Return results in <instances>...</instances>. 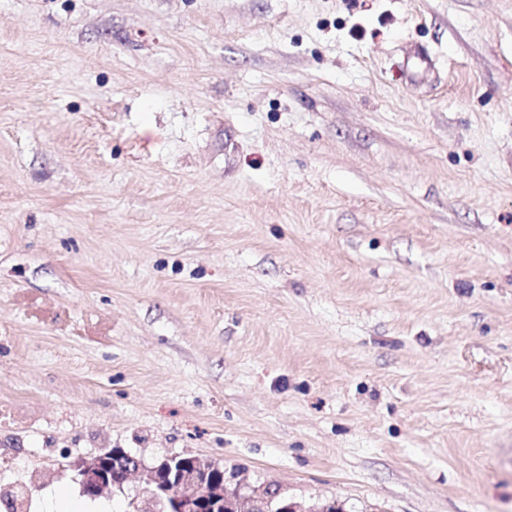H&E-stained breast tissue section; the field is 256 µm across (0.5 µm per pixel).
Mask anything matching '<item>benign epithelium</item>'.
<instances>
[{
	"instance_id": "benign-epithelium-1",
	"label": "benign epithelium",
	"mask_w": 512,
	"mask_h": 512,
	"mask_svg": "<svg viewBox=\"0 0 512 512\" xmlns=\"http://www.w3.org/2000/svg\"><path fill=\"white\" fill-rule=\"evenodd\" d=\"M109 452L87 464L75 466L76 480L83 493L92 497L109 489H123L124 480L112 477L105 462ZM139 478L142 493L160 512H329L330 504L313 506L307 510L281 494L266 497L255 490L242 497L239 490L230 489L224 479L212 478L220 472L217 464L197 456L188 459L181 455L165 457L157 464L147 465L134 459L130 467Z\"/></svg>"
}]
</instances>
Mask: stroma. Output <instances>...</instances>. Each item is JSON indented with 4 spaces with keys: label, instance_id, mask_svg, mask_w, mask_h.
<instances>
[{
    "label": "stroma",
    "instance_id": "stroma-1",
    "mask_svg": "<svg viewBox=\"0 0 512 512\" xmlns=\"http://www.w3.org/2000/svg\"><path fill=\"white\" fill-rule=\"evenodd\" d=\"M109 448L512 512V0H0V512Z\"/></svg>",
    "mask_w": 512,
    "mask_h": 512
}]
</instances>
